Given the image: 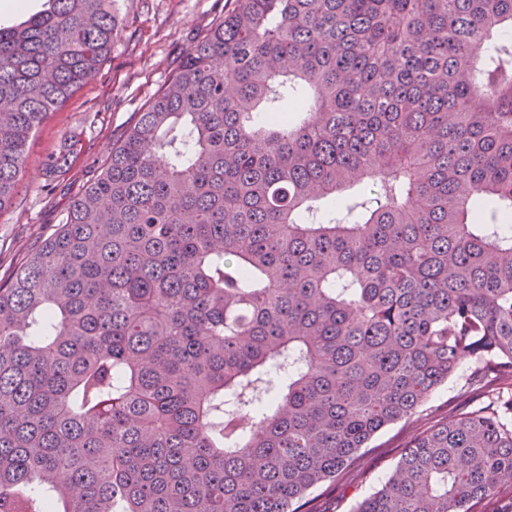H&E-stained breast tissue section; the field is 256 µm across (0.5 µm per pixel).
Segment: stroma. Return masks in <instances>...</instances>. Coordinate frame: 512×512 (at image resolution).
<instances>
[{
  "label": "stroma",
  "instance_id": "1",
  "mask_svg": "<svg viewBox=\"0 0 512 512\" xmlns=\"http://www.w3.org/2000/svg\"><path fill=\"white\" fill-rule=\"evenodd\" d=\"M225 0H115L117 18L112 48L97 76L60 109L49 113L29 140L20 191L0 214V278H7L24 255L66 216L71 200L94 179L112 144L136 112L168 79L180 55L224 13ZM69 149L66 169L48 175L44 161ZM52 192H44L45 184ZM471 360L438 388L409 420L378 432L358 460L335 481L309 493L312 512H354L381 488L413 434L486 402L466 379Z\"/></svg>",
  "mask_w": 512,
  "mask_h": 512
}]
</instances>
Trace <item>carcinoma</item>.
Wrapping results in <instances>:
<instances>
[{
  "mask_svg": "<svg viewBox=\"0 0 512 512\" xmlns=\"http://www.w3.org/2000/svg\"><path fill=\"white\" fill-rule=\"evenodd\" d=\"M112 2L0 21V213ZM231 2L0 281V512H306L466 357L506 390L356 512H484L512 488V0Z\"/></svg>",
  "mask_w": 512,
  "mask_h": 512,
  "instance_id": "cac0c4a2",
  "label": "carcinoma"
}]
</instances>
